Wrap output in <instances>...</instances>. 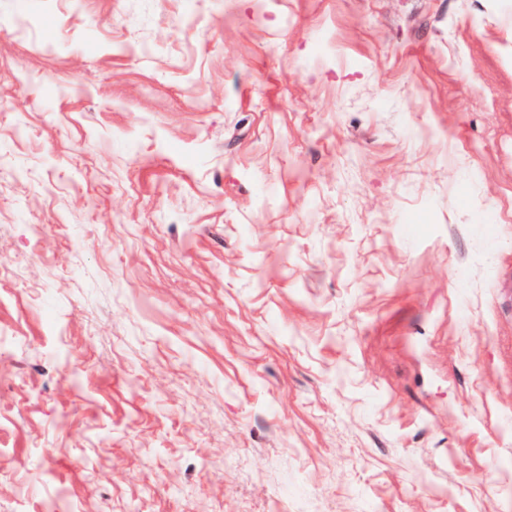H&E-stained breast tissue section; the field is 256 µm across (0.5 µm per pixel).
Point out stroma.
Masks as SVG:
<instances>
[{"instance_id":"35a3bbf8","label":"stroma","mask_w":512,"mask_h":512,"mask_svg":"<svg viewBox=\"0 0 512 512\" xmlns=\"http://www.w3.org/2000/svg\"><path fill=\"white\" fill-rule=\"evenodd\" d=\"M512 512V0H0V512Z\"/></svg>"}]
</instances>
